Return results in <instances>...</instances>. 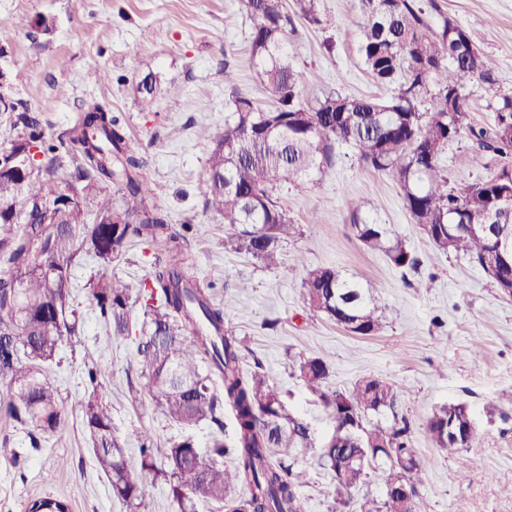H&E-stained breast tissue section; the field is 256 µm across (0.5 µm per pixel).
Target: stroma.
Instances as JSON below:
<instances>
[{"instance_id":"1","label":"stroma","mask_w":512,"mask_h":512,"mask_svg":"<svg viewBox=\"0 0 512 512\" xmlns=\"http://www.w3.org/2000/svg\"><path fill=\"white\" fill-rule=\"evenodd\" d=\"M441 9L480 37L500 85L512 89V0H438ZM324 23L296 21L294 65L305 100L337 90L389 97L391 88L366 75L357 45L361 15L357 0H319ZM28 25L12 29L18 17ZM52 22L43 29L41 19ZM251 21L242 0H0V71L14 99L25 102L46 135L59 136L77 119L84 103L96 100L119 116L133 146L149 162L148 178L174 227L187 237L191 273L212 284L224 307L225 325L244 341L246 361L260 359L282 400L302 414L317 438L334 423L305 388L294 364L298 356L321 358L329 388L348 390L363 377L392 383L402 409L417 426L416 448L433 462L421 475L418 512H512V298L500 294L484 272L462 257L434 253L404 207L396 179L363 166L356 149L337 148L335 175L278 190L280 203L300 233L285 249L289 274L259 267L228 250L225 229L206 211L209 142L200 127L224 131L231 91L224 70L232 68L237 87L264 108L272 95L253 79L248 34ZM103 71L107 81L94 79ZM153 76L159 86L176 84L184 95H159L153 111H140L136 85ZM469 139L452 141L441 154L451 183L487 178L502 163L474 158ZM363 217L388 225L422 261L418 273L401 274L382 254L363 248L350 230L353 207ZM335 266L346 276L378 283L385 319L378 335L357 337L307 308L301 283L307 272ZM90 268L72 272L75 305L83 336L62 345L47 376L65 413L63 425L31 446L24 426L0 414V439L14 455L0 456V512H25L36 498L53 496L69 512H126L112 496L108 478L97 471L82 422L84 372L102 365V391L111 406L112 427L127 441V468L143 489L140 512H180L166 485L143 470L138 438L153 436L158 448L181 435L151 395L130 404L125 393L140 383L133 338H112L84 290ZM505 419H487L488 402ZM447 402L465 404L479 415L477 440L467 449L469 471L459 479L456 461L438 453L423 423ZM317 451L298 456L308 472L302 489L306 512H327L332 477L316 463Z\"/></svg>"}]
</instances>
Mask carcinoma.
Here are the masks:
<instances>
[{
	"label": "carcinoma",
	"instance_id": "carcinoma-1",
	"mask_svg": "<svg viewBox=\"0 0 512 512\" xmlns=\"http://www.w3.org/2000/svg\"><path fill=\"white\" fill-rule=\"evenodd\" d=\"M362 15L358 52L369 78L393 88L390 97L348 95L330 90L312 103L302 100L300 77L291 56L288 27L296 17L320 25L317 0H245L255 79L273 95L264 109L240 91L224 65V84L233 91V111L224 133L206 128L200 139L213 142L207 161L206 210L228 227L225 244L264 267H279L284 243L296 232L275 193L285 183L302 185L336 172V144L350 143L362 164L391 173L398 181L414 223L443 254L462 253L479 266L501 293L512 296V215L496 208L498 196L512 194V90L498 85L494 60L471 32L441 12L434 26L421 0H358ZM481 81L491 93L493 124L470 122L464 82ZM16 135L0 154L32 158L20 172L0 169V379L7 381L6 413L38 436L55 431L63 418L58 393L48 382L65 341L80 335V314L72 296L71 271L92 259L97 270L84 285L112 336L130 334L129 304L143 320L136 339L140 376L157 406L189 430L201 422L212 428L202 449L190 435L168 442L155 458L153 440L140 438L141 466L169 487L180 512H198L212 501L224 512H305L296 449L315 445L309 424L291 411L254 359L244 367L243 340L224 329V307L212 284L188 276L185 235L169 224L164 205L146 176L147 160L135 148L118 116L101 103L84 104L65 138L46 137L38 118L14 104ZM478 150L505 164L486 178L461 188L450 185L441 153L462 133ZM115 185L120 196L102 195ZM71 191L77 201L65 208L40 209ZM352 210L351 231L369 251L397 269L415 270L419 259L385 224L366 221ZM470 224H486L476 236ZM139 239L154 250L149 276L125 282L108 274L128 243ZM501 240L508 252L492 256ZM309 310L354 336H374L383 307L372 281H360L325 266L302 281ZM298 371L335 423L319 447V460L334 480L329 512H416L419 474L431 459L415 448L416 422L399 406L390 382L369 376L350 390H328V367L319 357H302ZM105 370H86L81 401L83 424L98 467L112 495L138 512L143 492L126 463V441L112 431V415L100 391ZM234 418L231 442L224 441V408ZM466 405L433 409L423 427L435 447L456 459L477 435ZM232 466L224 468V458ZM374 478L379 497L360 501L358 487Z\"/></svg>",
	"mask_w": 512,
	"mask_h": 512
}]
</instances>
